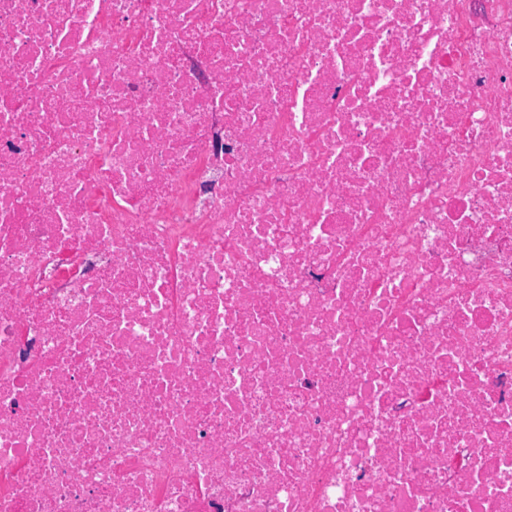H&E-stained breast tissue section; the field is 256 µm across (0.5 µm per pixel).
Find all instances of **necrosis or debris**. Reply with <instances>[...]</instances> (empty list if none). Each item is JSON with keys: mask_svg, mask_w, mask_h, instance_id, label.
<instances>
[{"mask_svg": "<svg viewBox=\"0 0 512 512\" xmlns=\"http://www.w3.org/2000/svg\"><path fill=\"white\" fill-rule=\"evenodd\" d=\"M0 512H512V0H0Z\"/></svg>", "mask_w": 512, "mask_h": 512, "instance_id": "necrosis-or-debris-1", "label": "necrosis or debris"}]
</instances>
